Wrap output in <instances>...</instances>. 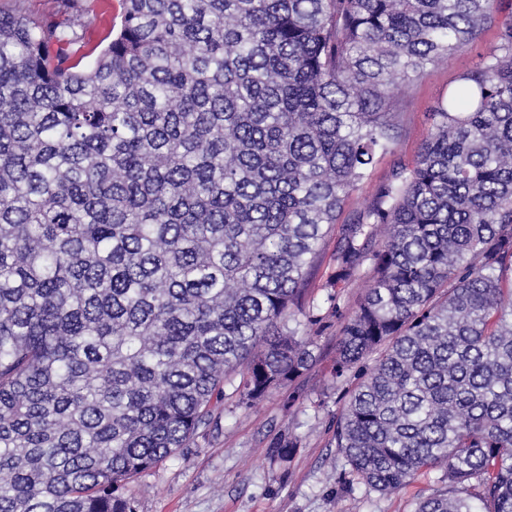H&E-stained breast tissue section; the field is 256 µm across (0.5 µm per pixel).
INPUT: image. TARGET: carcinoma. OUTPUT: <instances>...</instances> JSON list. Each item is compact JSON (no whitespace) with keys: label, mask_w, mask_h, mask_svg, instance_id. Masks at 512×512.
Here are the masks:
<instances>
[{"label":"carcinoma","mask_w":512,"mask_h":512,"mask_svg":"<svg viewBox=\"0 0 512 512\" xmlns=\"http://www.w3.org/2000/svg\"><path fill=\"white\" fill-rule=\"evenodd\" d=\"M88 68L67 19L0 11V512H136L129 484L313 360L341 323L349 474L415 512H512V16L497 0H118ZM497 25L428 138L337 225L402 94ZM292 326L285 327V321ZM298 439H276L288 460Z\"/></svg>","instance_id":"cac0c4a2"}]
</instances>
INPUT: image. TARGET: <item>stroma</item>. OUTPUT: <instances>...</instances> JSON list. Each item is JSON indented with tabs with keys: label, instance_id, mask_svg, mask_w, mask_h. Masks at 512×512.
I'll list each match as a JSON object with an SVG mask.
<instances>
[{
	"label": "stroma",
	"instance_id": "35a3bbf8",
	"mask_svg": "<svg viewBox=\"0 0 512 512\" xmlns=\"http://www.w3.org/2000/svg\"><path fill=\"white\" fill-rule=\"evenodd\" d=\"M118 11L96 10L77 16L76 28L91 65L119 25ZM496 27L485 28L471 45L448 62L427 68L398 102L401 134L396 155L377 157L370 179L344 207L351 217L371 199L396 160L413 161L431 129L430 114L446 99L459 75L471 70L496 41ZM335 236L322 246L314 288L305 305L314 322L307 328L316 360L292 385L273 390L252 409L238 406L232 386L209 427L199 430L174 456L140 474L129 489L137 512H414L416 501L437 488L438 471L418 475L402 489L382 494L353 482L334 439V422L349 385L336 381L333 360L341 314L351 310L367 279L330 300L322 283L333 265ZM292 435L299 446L288 462L271 459L274 439Z\"/></svg>",
	"mask_w": 512,
	"mask_h": 512
}]
</instances>
